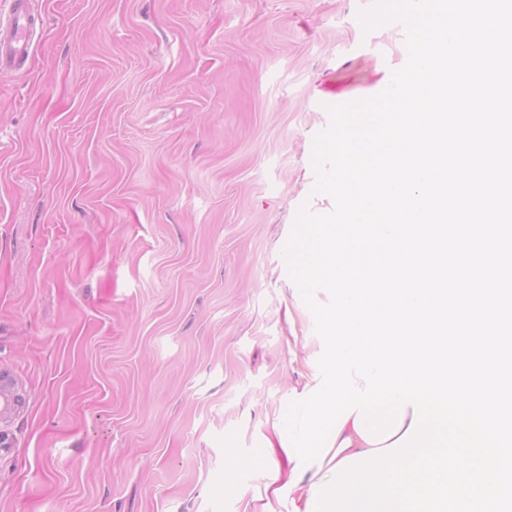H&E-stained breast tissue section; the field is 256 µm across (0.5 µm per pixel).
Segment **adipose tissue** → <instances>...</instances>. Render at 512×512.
Listing matches in <instances>:
<instances>
[{"instance_id": "adipose-tissue-1", "label": "adipose tissue", "mask_w": 512, "mask_h": 512, "mask_svg": "<svg viewBox=\"0 0 512 512\" xmlns=\"http://www.w3.org/2000/svg\"><path fill=\"white\" fill-rule=\"evenodd\" d=\"M370 445L357 433L353 422L347 421L338 429V436L332 450L322 463L321 471L306 470L299 483H292L291 472L283 471L277 457L275 445H268L266 449V462L268 471L267 493H274L275 489L290 486L291 492L288 502L289 512H305L307 502L311 496L313 484L329 479L330 469L343 458L369 450Z\"/></svg>"}]
</instances>
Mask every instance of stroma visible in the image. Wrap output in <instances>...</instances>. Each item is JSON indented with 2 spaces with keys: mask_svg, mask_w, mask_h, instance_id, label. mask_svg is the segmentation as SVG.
<instances>
[{
  "mask_svg": "<svg viewBox=\"0 0 512 512\" xmlns=\"http://www.w3.org/2000/svg\"><path fill=\"white\" fill-rule=\"evenodd\" d=\"M376 0H39L0 72V512H243L320 347L283 256Z\"/></svg>",
  "mask_w": 512,
  "mask_h": 512,
  "instance_id": "1",
  "label": "stroma"
}]
</instances>
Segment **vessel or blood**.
Returning a JSON list of instances; mask_svg holds the SVG:
<instances>
[{
	"mask_svg": "<svg viewBox=\"0 0 512 512\" xmlns=\"http://www.w3.org/2000/svg\"><path fill=\"white\" fill-rule=\"evenodd\" d=\"M41 23L36 0H10L8 13H0V69L12 70L27 61Z\"/></svg>",
	"mask_w": 512,
	"mask_h": 512,
	"instance_id": "1",
	"label": "vessel or blood"
}]
</instances>
